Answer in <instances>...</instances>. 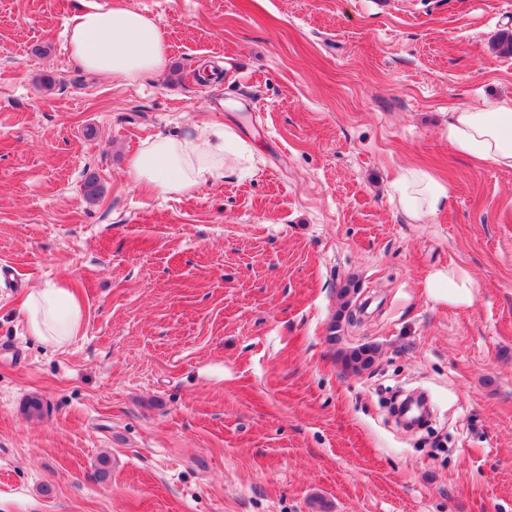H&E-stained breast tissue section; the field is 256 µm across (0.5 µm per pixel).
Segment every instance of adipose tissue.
<instances>
[{
	"label": "adipose tissue",
	"instance_id": "adipose-tissue-1",
	"mask_svg": "<svg viewBox=\"0 0 512 512\" xmlns=\"http://www.w3.org/2000/svg\"><path fill=\"white\" fill-rule=\"evenodd\" d=\"M68 49L83 68L128 82L161 74L168 65L164 37L147 15L129 8H91L68 22ZM448 143L458 153L499 169H512V103L500 101L448 116ZM242 148L234 131L204 124L189 133L144 141L127 161L131 185L156 195L183 193L220 181L238 166ZM391 200L411 223L425 224L448 205L447 186L429 169L408 166L391 183ZM477 286L464 268L451 266L427 281L431 299L454 307L470 306ZM32 335L54 346L79 333L84 307L72 288L48 282L23 302Z\"/></svg>",
	"mask_w": 512,
	"mask_h": 512
}]
</instances>
